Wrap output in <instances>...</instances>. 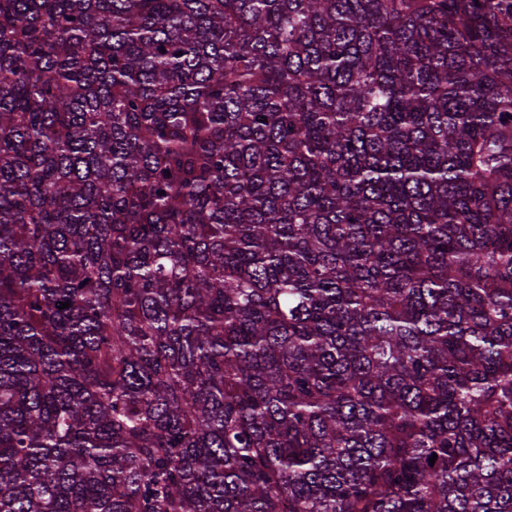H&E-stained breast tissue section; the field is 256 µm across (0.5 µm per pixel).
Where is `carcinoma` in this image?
Returning <instances> with one entry per match:
<instances>
[{
    "mask_svg": "<svg viewBox=\"0 0 512 512\" xmlns=\"http://www.w3.org/2000/svg\"><path fill=\"white\" fill-rule=\"evenodd\" d=\"M0 512H512V0H0Z\"/></svg>",
    "mask_w": 512,
    "mask_h": 512,
    "instance_id": "cac0c4a2",
    "label": "carcinoma"
}]
</instances>
